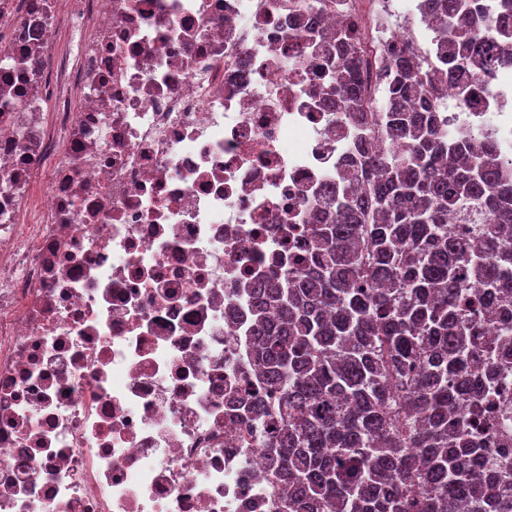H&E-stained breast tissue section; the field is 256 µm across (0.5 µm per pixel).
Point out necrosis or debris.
<instances>
[{"label": "necrosis or debris", "mask_w": 512, "mask_h": 512, "mask_svg": "<svg viewBox=\"0 0 512 512\" xmlns=\"http://www.w3.org/2000/svg\"><path fill=\"white\" fill-rule=\"evenodd\" d=\"M74 46L47 58L60 0H26L0 54V512H272L257 382L255 280L298 272L358 144H387L393 49L437 61L422 0H80ZM355 23L364 124L326 108L328 32ZM505 64L477 99L449 87L450 131L512 142ZM53 94L45 92L46 76ZM80 101H73L72 90ZM52 96L54 113L42 104ZM48 190L24 223L32 181ZM489 471L512 466V350Z\"/></svg>", "instance_id": "necrosis-or-debris-1"}]
</instances>
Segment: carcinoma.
Instances as JSON below:
<instances>
[{
    "label": "carcinoma",
    "instance_id": "obj_1",
    "mask_svg": "<svg viewBox=\"0 0 512 512\" xmlns=\"http://www.w3.org/2000/svg\"><path fill=\"white\" fill-rule=\"evenodd\" d=\"M426 2L453 40L434 64L414 48L393 57L381 106L392 145L362 150V186L328 193L333 217L313 225L308 268L252 288L265 387L246 403L274 419L275 512H512V471L488 478L482 443L468 439L484 419L469 372L489 310L460 286L466 271L512 307V169L492 130L451 134L436 116L461 73L491 70L512 49V28L481 34L477 0ZM336 40L345 63L325 101L359 122L357 28ZM455 211L481 240L448 232Z\"/></svg>",
    "mask_w": 512,
    "mask_h": 512
}]
</instances>
